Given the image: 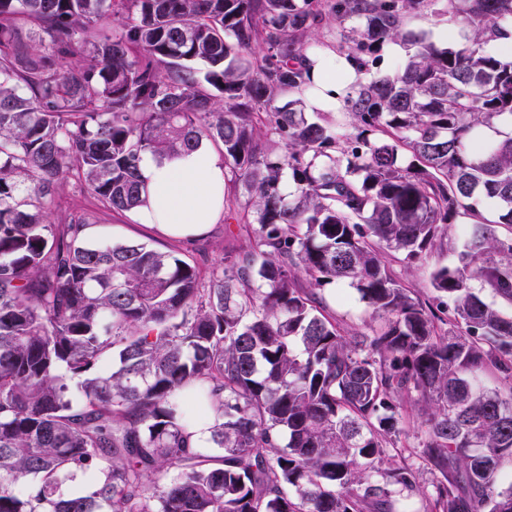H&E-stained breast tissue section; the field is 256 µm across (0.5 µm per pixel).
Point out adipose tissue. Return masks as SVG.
Returning a JSON list of instances; mask_svg holds the SVG:
<instances>
[{"label": "adipose tissue", "mask_w": 512, "mask_h": 512, "mask_svg": "<svg viewBox=\"0 0 512 512\" xmlns=\"http://www.w3.org/2000/svg\"><path fill=\"white\" fill-rule=\"evenodd\" d=\"M309 89L314 106L325 111L339 108L342 89L355 81L352 69L337 67L335 58L321 52L312 58ZM147 185L146 206L137 218L164 236L182 239L205 234L224 210L226 189L223 162L205 147L156 163L142 164Z\"/></svg>", "instance_id": "adipose-tissue-1"}]
</instances>
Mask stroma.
Instances as JSON below:
<instances>
[{
    "label": "stroma",
    "mask_w": 512,
    "mask_h": 512,
    "mask_svg": "<svg viewBox=\"0 0 512 512\" xmlns=\"http://www.w3.org/2000/svg\"><path fill=\"white\" fill-rule=\"evenodd\" d=\"M250 197L241 183L228 179L224 212L216 224L201 237L190 241L165 237L156 228L139 223L132 214H118L100 207L75 181H68L60 196H57L48 212L52 223H59L67 216L88 218L90 225L97 227L95 238L99 244L142 242L152 248L172 253L195 264L203 277L241 261L249 250L250 230L247 218L251 208ZM468 221L456 218L448 227V235L442 247L433 249L420 259L408 262L402 254L383 251L382 257L393 274L410 289L414 298L429 306L438 316L440 329H448L452 322V311L439 304L431 286V274L439 266L453 259V251L461 247L466 238ZM321 296L322 311L331 317L347 333L368 331L376 326L370 310L361 302L354 290L340 286L325 287ZM405 421L401 433L388 450L386 467L409 466L417 470L420 493L405 500L400 512H425L432 505V493L440 476L427 468L422 459L420 424L417 394L404 399Z\"/></svg>",
    "instance_id": "35a3bbf8"
}]
</instances>
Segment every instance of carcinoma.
I'll use <instances>...</instances> for the list:
<instances>
[{
  "label": "carcinoma",
  "mask_w": 512,
  "mask_h": 512,
  "mask_svg": "<svg viewBox=\"0 0 512 512\" xmlns=\"http://www.w3.org/2000/svg\"><path fill=\"white\" fill-rule=\"evenodd\" d=\"M435 2L0 0V512H395V491L419 492L413 469L382 470L412 392L444 478L433 512H512V0H445V47L405 31ZM328 16L361 74L346 134L298 108ZM396 40L406 65L364 79ZM206 141L250 193L237 268L206 281L48 221L70 179L137 210L144 158ZM459 215L466 241L431 276L443 333L379 249L414 261ZM332 284L383 324L346 337L322 313ZM484 371L510 384L475 385ZM198 409L217 455L193 444Z\"/></svg>",
  "instance_id": "1"
}]
</instances>
